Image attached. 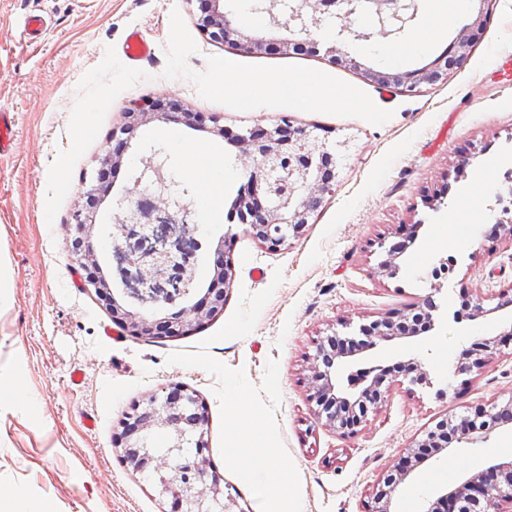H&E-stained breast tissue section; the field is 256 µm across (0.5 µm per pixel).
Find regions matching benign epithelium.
<instances>
[{"instance_id": "1", "label": "benign epithelium", "mask_w": 512, "mask_h": 512, "mask_svg": "<svg viewBox=\"0 0 512 512\" xmlns=\"http://www.w3.org/2000/svg\"><path fill=\"white\" fill-rule=\"evenodd\" d=\"M205 6L197 18L198 29L212 41L245 52L260 51L263 44L244 40L241 31L224 13L223 0H204ZM321 0H254L251 10L266 13L274 20L284 18V25L294 26L306 35L321 29ZM344 11L336 18L343 20L336 28V42L349 40L368 41L373 32L354 27L352 17L372 10L377 17L379 32L395 35L403 32L417 15L416 0H340ZM472 48L470 37L462 35L449 47L450 59L430 71L421 70L406 74H391L372 68L362 69V77L383 86H406L411 89L423 83L434 82L463 66ZM153 115L176 124L194 125L204 121L198 112L177 106H152ZM147 113L132 109L125 113L124 123L112 137L124 135L120 144L127 145L134 132L142 125ZM238 147L246 159L247 181L238 190L231 220L246 225V232L270 247H279L289 238L304 231L309 218L322 203L324 194L332 189L335 179L336 148L326 138H321L305 127H296L288 117H283L272 129L251 128L235 134ZM166 161L153 153L142 161V169L134 176V185L140 188L139 197L122 195L115 200V224H113L114 252L117 255L116 272L123 285L122 297L138 305L132 311L120 303L111 284L94 274L87 276L99 300L112 318L131 336L152 339L159 334L177 336L224 308L227 291L232 283L231 263L214 268L206 295L198 302L182 307L169 314L164 322L148 319L143 311L168 303L167 289L181 285L180 293H192L191 282L186 279L170 280L166 273L179 267L180 254L188 251V241L182 227L191 218L190 203L184 199L187 192L158 197L152 187L164 189ZM507 193L497 192L487 205V211L497 223H512V210L502 206L504 195H512V177L506 181ZM75 230L83 239V248L76 252L80 264L98 265L91 235V225L85 222L83 211L73 214ZM422 313L428 330L447 318L448 311L427 298L414 305L408 312L362 325L358 333L349 337L334 335L318 341L314 360L318 372V385L309 394L316 405L314 415L325 420V425L341 435H354L364 422L369 405L386 400L391 388L383 386L382 374L373 376L368 390L373 392L370 402L363 401L364 393H355L336 383V370L347 365L345 355L336 353V341L360 343L362 350L377 347L380 342L411 338L416 331L401 332L395 320H409ZM490 342L478 344L477 351L462 352L455 373L466 374L482 368L485 356L492 352ZM404 378L412 386L433 387L429 373L418 361L407 363ZM502 410H485L474 417V422L460 424L448 431L443 422L427 432L408 451L409 457L422 464L427 459L448 449L454 441L473 442L484 439L499 427L511 426L512 416L501 418ZM207 417L204 407L181 384H171L163 394L151 397L146 405H136L125 416L119 434L120 445L126 459L134 469L143 472L153 465V474L160 493L170 501V512H227L224 504V486L220 476L209 470L205 455L208 448ZM167 432L169 445L165 454L157 459L149 446L154 429ZM414 467L403 466L396 479L382 477L374 486L372 505L368 512H392L396 494L410 482ZM423 512H512V460L493 459L481 472L464 479L459 484L439 488L437 497L428 502Z\"/></svg>"}]
</instances>
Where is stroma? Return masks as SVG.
<instances>
[{"instance_id":"1","label":"stroma","mask_w":512,"mask_h":512,"mask_svg":"<svg viewBox=\"0 0 512 512\" xmlns=\"http://www.w3.org/2000/svg\"><path fill=\"white\" fill-rule=\"evenodd\" d=\"M417 4L405 35L351 41L346 52L377 70L417 71L484 7L468 0L429 46L414 49L411 38L429 19L428 0ZM491 7L461 69L402 93L336 62L327 37L311 53L282 50L301 33L251 11L249 0H224V8L246 36L275 51L210 41L196 26L200 0H0V109L13 119L11 150L0 156V512H12L17 492L41 512H168V499L123 459L115 436L132 404L171 383L185 384L205 404L208 456L226 498L245 512L260 510L256 486L279 494V472L289 474L299 512H367L376 480L396 472L427 430L512 402V339L494 312L512 290V235L486 222L463 242L457 226L476 176L489 162L512 158V0ZM29 13L46 20L33 37L22 33ZM134 30L153 54L132 64L123 45ZM384 44L403 49L400 63L379 58ZM227 60L232 69H224ZM278 74L315 78L344 103L304 108L294 93L272 89L253 107L239 96L242 78ZM158 99L215 115L235 132L287 115L341 149L335 186L303 235L270 249L227 219L244 181L238 148L205 126L148 119L88 223L113 225V196L132 189L150 149L162 150L170 189L187 191L202 244L189 268L194 299L204 296L225 239L234 273L217 316L186 335L143 340L124 333L93 289L82 287L71 215L113 148V128L129 108ZM182 142L224 173L213 223L204 221L207 189L187 175ZM437 202L441 210L432 211ZM411 231L418 238L399 257L400 272L391 273L378 242ZM441 258L447 270L431 277ZM429 296L447 305L448 322L360 353L341 373L356 384L371 367L389 368L390 399L370 408L349 438L318 422L308 401L316 340ZM467 299L480 300L487 316L470 318ZM482 340L496 343L495 354L482 369L455 376L462 351ZM412 360L434 388L396 373ZM443 386L447 395L437 396ZM240 428L258 463L228 461L229 439ZM495 457L512 459V429L479 444H451L412 473L418 493L395 497L398 512H421L439 485Z\"/></svg>"}]
</instances>
